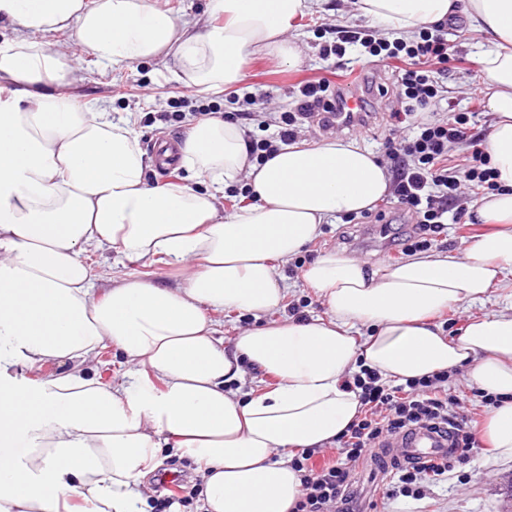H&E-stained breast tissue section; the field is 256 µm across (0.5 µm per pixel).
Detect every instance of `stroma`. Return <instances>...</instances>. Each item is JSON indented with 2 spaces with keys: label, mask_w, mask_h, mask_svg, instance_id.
<instances>
[{
  "label": "stroma",
  "mask_w": 512,
  "mask_h": 512,
  "mask_svg": "<svg viewBox=\"0 0 512 512\" xmlns=\"http://www.w3.org/2000/svg\"><path fill=\"white\" fill-rule=\"evenodd\" d=\"M374 27V22L360 15L349 0H324L321 9L302 19L296 30L302 49L300 65L289 68L269 56L254 59L246 68L244 81L222 89L220 96L207 93L200 95L199 100L217 101L221 113L233 114L239 109L232 101L233 96L250 94L264 99L265 111L283 112L293 108L303 81L337 74L345 86L362 88L372 82L377 90L368 97L371 113L368 125L338 131L337 136L357 141L378 158H385L395 125L392 113L401 106L396 96L395 73L353 47L341 59L322 57L323 47L337 42L341 31L353 33ZM48 40L79 62L77 81L68 87V94L81 103L97 101L109 106L111 111L131 113L142 149H149L151 141L160 135L186 136L189 120L179 123L162 120L163 114L181 105L183 96L189 92L183 82L169 74L162 60L112 68L99 64L74 33H53ZM448 42L452 59L446 68L436 71L435 78L456 111L475 113L473 134L488 138L493 117L485 110L476 62L487 44L486 37L465 28L449 31ZM475 200L474 193L463 190L457 204L465 211L464 221L445 226L438 237L439 250H463L483 232V224L474 216ZM399 214L396 198L386 196L370 209L364 223L349 224L339 218L323 225L318 238L303 249L300 258L309 263L326 251L338 249L371 264L398 262L404 257L402 241L409 233L408 224L397 223ZM85 258L100 264L104 274L101 285L105 288L109 287L113 275H137L162 286L174 284L176 280L173 270L161 263L146 266L126 260L115 265L93 251L86 252ZM415 489L412 496L390 497L385 485H377L365 512H512V460H488L484 449L477 447L469 463L455 465L447 477L436 481L422 478Z\"/></svg>",
  "instance_id": "stroma-1"
}]
</instances>
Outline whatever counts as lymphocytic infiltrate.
<instances>
[{
	"label": "lymphocytic infiltrate",
	"instance_id": "obj_1",
	"mask_svg": "<svg viewBox=\"0 0 512 512\" xmlns=\"http://www.w3.org/2000/svg\"><path fill=\"white\" fill-rule=\"evenodd\" d=\"M359 43L384 64H403L397 79L403 108L392 114L403 131L398 140L390 142L388 152L393 163L392 189L398 203L415 217V231L407 239L405 251H426L445 224L461 223L463 214L454 208L460 184L477 191L491 190L495 175L482 143L468 137L469 114L458 112L439 118L433 113L443 98V89L429 74L427 65L448 60V34L443 28L420 31L417 39L409 42H391L368 34ZM341 95L340 88L329 81L305 83L293 110L280 114L275 139L249 140L251 158L259 162L269 159L279 145L295 141L301 125L311 119L327 124V115L335 111ZM463 141L468 142L469 151L460 163H453V147ZM450 378V373L440 371L393 384L366 368L355 374L351 385L360 391L362 410L339 436L336 461L316 467L313 459L319 451L315 448L303 450L292 460L301 477V495L293 512H336L351 466L383 447L387 438L421 427L451 429L460 453L454 460L445 458L400 470L389 496L408 493L419 476L440 477L450 471L453 463H467L475 438L470 420L452 409L453 400L447 390Z\"/></svg>",
	"mask_w": 512,
	"mask_h": 512
}]
</instances>
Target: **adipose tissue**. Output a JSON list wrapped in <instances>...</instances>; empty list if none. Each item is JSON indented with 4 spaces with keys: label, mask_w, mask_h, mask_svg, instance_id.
I'll use <instances>...</instances> for the list:
<instances>
[{
    "label": "adipose tissue",
    "mask_w": 512,
    "mask_h": 512,
    "mask_svg": "<svg viewBox=\"0 0 512 512\" xmlns=\"http://www.w3.org/2000/svg\"><path fill=\"white\" fill-rule=\"evenodd\" d=\"M321 0H209L220 24L179 22L152 0H0V512H147V479L168 454L201 475L202 512H292L294 456L336 439L360 415L347 379L360 368L406 382L470 364L498 404L482 427L488 451L512 459V309L445 335L437 315L498 290L512 297V0H467L469 27L489 37L478 58L495 116L486 151L498 191L478 200L493 232L464 251L369 266L328 251L304 270L326 312L282 315L278 267L339 215L391 191L386 167L357 141H298L257 164L243 127L191 125L185 176L148 184L153 158L130 118L63 94L76 72L48 34L76 30L98 62L164 60L196 92L239 83L272 56L295 67L287 39ZM395 35L447 20L456 0H354ZM247 185L233 212L219 196ZM181 273L172 286L136 276L98 290L88 248ZM253 318L225 346L213 313ZM129 368L105 384L103 342ZM58 369L29 384L14 367ZM252 389H245V382Z\"/></svg>",
    "instance_id": "adipose-tissue-1"
}]
</instances>
